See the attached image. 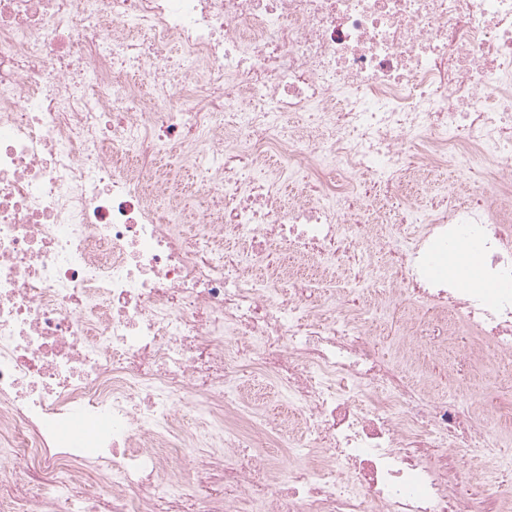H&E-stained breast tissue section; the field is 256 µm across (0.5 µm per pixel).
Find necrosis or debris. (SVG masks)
Returning a JSON list of instances; mask_svg holds the SVG:
<instances>
[{"instance_id": "necrosis-or-debris-1", "label": "necrosis or debris", "mask_w": 512, "mask_h": 512, "mask_svg": "<svg viewBox=\"0 0 512 512\" xmlns=\"http://www.w3.org/2000/svg\"><path fill=\"white\" fill-rule=\"evenodd\" d=\"M474 244L494 298L431 271ZM391 305L512 360V0H0V512H507L512 402L426 393ZM390 317L381 316L374 320L372 332L377 340L378 346L382 353L394 352L397 346L407 336H401L402 327L399 324L387 323Z\"/></svg>"}]
</instances>
